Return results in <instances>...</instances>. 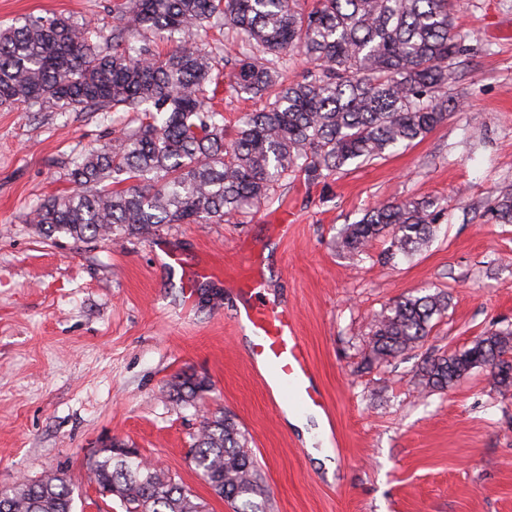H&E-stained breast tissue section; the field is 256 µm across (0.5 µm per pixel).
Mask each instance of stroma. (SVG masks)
<instances>
[{"label":"stroma","mask_w":512,"mask_h":512,"mask_svg":"<svg viewBox=\"0 0 512 512\" xmlns=\"http://www.w3.org/2000/svg\"><path fill=\"white\" fill-rule=\"evenodd\" d=\"M116 0H0V24L63 15L111 36ZM466 51L452 84L461 105L399 152L319 180L289 176L267 206L222 224H162L121 242L40 235L33 210L69 191L80 153L112 141L121 112L0 109V490L66 472L74 512H123L85 475L110 439L138 448L208 512H233L189 458L204 414L246 431L270 512H512V388L476 368L447 393H424L425 359L512 329V224L489 209L512 184V0H457ZM224 124L255 103L234 88L240 40L221 36ZM444 197L421 252L382 262L336 236L377 202ZM285 219L287 238L274 230ZM266 295L293 311L335 421L338 446L314 459L276 414L245 362L234 283L244 257ZM448 310L415 351L368 364L374 317L422 290ZM183 373L207 378L196 407L169 396Z\"/></svg>","instance_id":"1"}]
</instances>
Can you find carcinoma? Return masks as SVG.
Wrapping results in <instances>:
<instances>
[{
    "instance_id": "obj_1",
    "label": "carcinoma",
    "mask_w": 512,
    "mask_h": 512,
    "mask_svg": "<svg viewBox=\"0 0 512 512\" xmlns=\"http://www.w3.org/2000/svg\"><path fill=\"white\" fill-rule=\"evenodd\" d=\"M454 0H123L114 9L112 49L86 23L28 16L0 28V107L39 112H128L113 142L83 154L70 169L74 188L40 204L41 234L74 240L142 235L161 224H220L269 199L295 172L318 180L411 145L460 103L451 96L462 39ZM241 35L251 52L235 66L241 93L260 102L233 135L213 107L224 56L206 49V27ZM158 42L171 49L155 50ZM305 60L302 79L281 68ZM446 207L437 200L381 202L336 238L360 255L376 239L390 255L410 256L433 239ZM493 217L512 223V186L500 189ZM445 294L406 296L374 319L369 360L385 362L422 345ZM498 358L494 382L512 387V330H494L459 353L428 359L419 385L445 392L470 370ZM209 381L184 374L170 396L193 407ZM191 461L212 491L241 503L235 512H267L246 433L222 413L203 418L191 437ZM89 481L124 512H206L183 484L132 455L116 439L88 466ZM72 477L46 474L0 491V512H72Z\"/></svg>"
}]
</instances>
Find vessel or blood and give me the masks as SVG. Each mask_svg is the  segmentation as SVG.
Returning a JSON list of instances; mask_svg holds the SVG:
<instances>
[{
  "mask_svg": "<svg viewBox=\"0 0 512 512\" xmlns=\"http://www.w3.org/2000/svg\"><path fill=\"white\" fill-rule=\"evenodd\" d=\"M244 316L239 328L252 338L250 368L264 370L279 392L281 403L295 411L324 412L325 401L313 378L298 324L286 306L267 300L266 285L255 266L237 279Z\"/></svg>",
  "mask_w": 512,
  "mask_h": 512,
  "instance_id": "obj_1",
  "label": "vessel or blood"
}]
</instances>
